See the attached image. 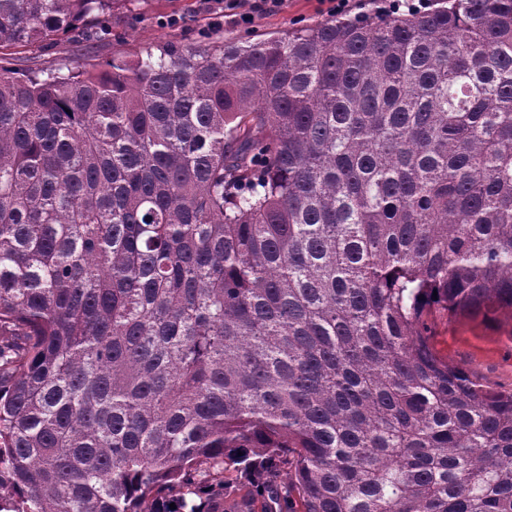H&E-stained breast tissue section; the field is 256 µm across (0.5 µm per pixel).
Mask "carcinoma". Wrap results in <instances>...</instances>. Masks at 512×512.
<instances>
[{
	"instance_id": "obj_1",
	"label": "carcinoma",
	"mask_w": 512,
	"mask_h": 512,
	"mask_svg": "<svg viewBox=\"0 0 512 512\" xmlns=\"http://www.w3.org/2000/svg\"><path fill=\"white\" fill-rule=\"evenodd\" d=\"M158 51L0 65V512H512V389L428 340L512 309V0Z\"/></svg>"
}]
</instances>
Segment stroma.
<instances>
[{"mask_svg":"<svg viewBox=\"0 0 512 512\" xmlns=\"http://www.w3.org/2000/svg\"><path fill=\"white\" fill-rule=\"evenodd\" d=\"M171 17L178 18V25H168ZM334 17L330 0H281L275 11L256 17L246 30L225 21L213 23L202 10L201 0H135L114 10L111 36L62 33L47 45L1 49L0 61L21 72L101 66L115 55H134L168 40L194 42L205 35L227 40L246 35L268 37ZM429 321L433 329L430 342L450 366L462 369L482 385L512 388V310L499 309L488 321L464 313L451 317L437 310Z\"/></svg>","mask_w":512,"mask_h":512,"instance_id":"stroma-1","label":"stroma"}]
</instances>
